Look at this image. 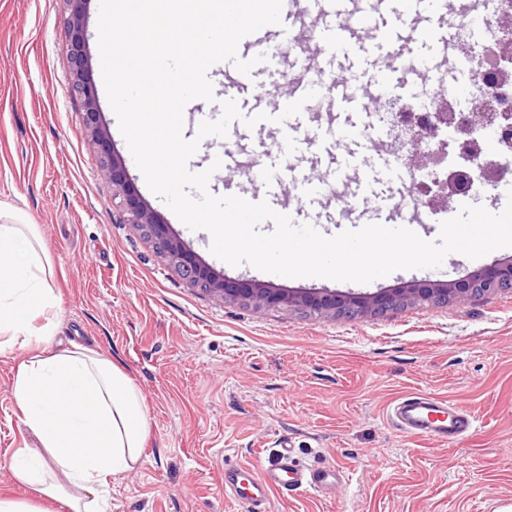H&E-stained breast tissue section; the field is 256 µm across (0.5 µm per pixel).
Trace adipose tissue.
Listing matches in <instances>:
<instances>
[{
  "mask_svg": "<svg viewBox=\"0 0 512 512\" xmlns=\"http://www.w3.org/2000/svg\"><path fill=\"white\" fill-rule=\"evenodd\" d=\"M51 266L32 224H0V353L28 357L12 394L36 441L19 449L15 481L67 512H110L109 477L144 461L148 420L132 379L110 360L80 346L48 351L58 298Z\"/></svg>",
  "mask_w": 512,
  "mask_h": 512,
  "instance_id": "ef3b65f1",
  "label": "adipose tissue"
}]
</instances>
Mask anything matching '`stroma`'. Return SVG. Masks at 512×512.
<instances>
[{
  "mask_svg": "<svg viewBox=\"0 0 512 512\" xmlns=\"http://www.w3.org/2000/svg\"><path fill=\"white\" fill-rule=\"evenodd\" d=\"M99 0L84 6L89 40L86 77L95 87L112 148L125 159L142 203L214 274L294 292L374 293L411 281L451 284L488 261L449 254L436 269L400 270L361 284L287 278L214 256L205 230H190L148 188L120 132L101 73ZM64 0H0V221L21 211L50 258L58 298L52 350L77 344L123 369L142 393L148 418L144 463L109 477L111 512H249L224 485L238 465L274 464L291 449L305 469H334L328 490L273 495L267 512H502L512 506V291L445 305H408L382 316L323 319L286 307L227 304L182 281L152 242L129 224L100 176L81 109L70 97ZM368 54L385 66L402 104L418 95L414 71L399 56H429L432 42L411 47L364 35ZM288 65L239 83L212 77L214 99L185 108L219 119L225 96L240 111L281 100ZM357 103L309 102L295 165L333 178L323 141L361 112ZM239 130L202 141L194 166L231 150L256 167L254 137ZM348 172L321 204L330 224H349L360 206ZM25 350L0 354V497L31 499L9 463L32 439L12 397ZM423 394L471 411L473 434L455 443L410 437L391 422L400 397Z\"/></svg>",
  "mask_w": 512,
  "mask_h": 512,
  "instance_id": "35a3bbf8",
  "label": "stroma"
}]
</instances>
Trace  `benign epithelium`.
<instances>
[{
    "label": "benign epithelium",
    "instance_id": "benign-epithelium-1",
    "mask_svg": "<svg viewBox=\"0 0 512 512\" xmlns=\"http://www.w3.org/2000/svg\"><path fill=\"white\" fill-rule=\"evenodd\" d=\"M70 6V17L66 24L68 39L64 51L71 70L70 95L83 105V121L89 142L97 150L100 159L101 177L112 186L114 196L127 214V221L137 225L149 238L158 253L168 259L177 273L190 285L204 291L224 303L242 305L284 306L304 309L317 317L366 318L385 315L401 307L414 304L442 305L448 301L476 299L501 288H512V262L494 264L467 279L438 284L430 281L412 282L391 291L372 294L295 295L268 288L262 284L240 283L236 280L217 277L202 265L183 243L169 233L168 226L160 224L153 213L139 200L127 176L123 159L110 148L109 134L100 120L96 89L87 82L86 40L83 29V5L86 0H66ZM499 37L495 42L498 52L499 80L488 85L482 97L474 102L471 111L456 114L448 111L447 102H442L437 111L424 119L418 131V139L428 135L437 138L443 128L452 127L464 136L459 146L475 158L480 155V145L470 138L473 128L480 126L493 135L500 146V154L512 157V5L503 6L495 18ZM410 165L431 170L435 176L433 185L439 192L431 196V202L447 204L448 199L464 192L471 176L463 170L454 171L445 179L438 177L435 167L442 158L414 146L409 155ZM505 173V166L496 162L482 166L486 185L494 188Z\"/></svg>",
    "mask_w": 512,
    "mask_h": 512
}]
</instances>
